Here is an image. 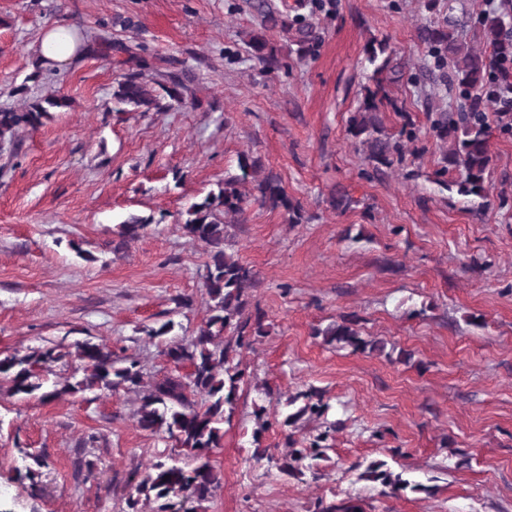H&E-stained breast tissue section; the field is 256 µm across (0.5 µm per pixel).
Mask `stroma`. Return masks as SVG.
<instances>
[{"label":"stroma","mask_w":512,"mask_h":512,"mask_svg":"<svg viewBox=\"0 0 512 512\" xmlns=\"http://www.w3.org/2000/svg\"><path fill=\"white\" fill-rule=\"evenodd\" d=\"M255 2L0 0V107L59 93L72 101L38 130H20L15 156H0V357L90 340L138 358L145 382L172 371L163 348L208 316L207 250L181 215L238 174L247 153L281 179L303 221L255 203L225 218L237 226L236 254L258 274L251 302L268 333L241 355L244 382L211 457L221 487L207 512H314L349 498L363 512H512V135L501 130L512 115L486 106L491 193L483 204L465 199L436 177L448 146L430 117L454 95L418 79L423 0H265L290 17L312 15L321 42L311 55L292 34L262 29ZM58 20L189 71L194 99L116 111L119 70L95 53L17 93L42 29ZM250 31L277 49L281 69L262 71ZM372 39L403 66L390 87L399 107L380 114L384 131L395 140L410 123L418 134L390 167L373 166L348 131ZM335 195L344 204L332 206ZM130 213L154 222L115 250ZM342 315L411 362L324 344L316 329ZM168 321L169 334L148 337ZM311 387L336 430L316 471L286 476L269 456L305 446L321 422L273 420ZM139 405L123 388L43 402L0 382V512H129L165 446L139 427ZM259 409L273 426L256 439ZM35 453L47 467L18 478ZM375 460L423 491L385 495L359 480Z\"/></svg>","instance_id":"1"}]
</instances>
